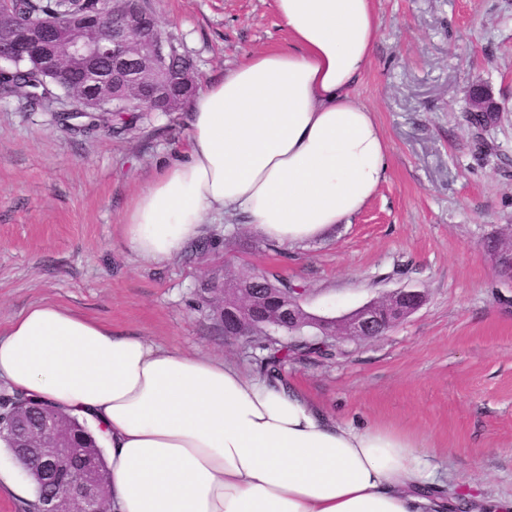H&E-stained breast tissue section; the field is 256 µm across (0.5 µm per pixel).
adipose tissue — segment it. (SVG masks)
Returning <instances> with one entry per match:
<instances>
[{"label": "adipose tissue", "mask_w": 512, "mask_h": 512, "mask_svg": "<svg viewBox=\"0 0 512 512\" xmlns=\"http://www.w3.org/2000/svg\"><path fill=\"white\" fill-rule=\"evenodd\" d=\"M287 48L191 100L187 151L137 195L126 246L175 258L211 215L281 246L352 223L389 145L352 88L380 36L375 0H275ZM0 381L84 420L107 451L112 512H445L414 434L357 428L287 381L165 348L56 303L0 330Z\"/></svg>", "instance_id": "1"}]
</instances>
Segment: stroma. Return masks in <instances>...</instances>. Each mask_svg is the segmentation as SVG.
Segmentation results:
<instances>
[{
  "label": "stroma",
  "instance_id": "stroma-1",
  "mask_svg": "<svg viewBox=\"0 0 512 512\" xmlns=\"http://www.w3.org/2000/svg\"><path fill=\"white\" fill-rule=\"evenodd\" d=\"M193 58L200 84L288 45L274 0H146ZM380 37L353 89L390 144L389 175L350 224L270 250L241 218L209 225L206 250L157 263L126 247L133 197L188 142L187 111L76 136L56 100L0 98V328L55 302L114 331L225 358L249 373L253 342L218 330L197 289L213 270H278L305 308L342 316L385 294L425 303L383 335L299 354L284 378L353 426L415 434L445 484L512 496V281L480 245L512 226V0H377ZM499 105L483 128L468 94Z\"/></svg>",
  "mask_w": 512,
  "mask_h": 512
}]
</instances>
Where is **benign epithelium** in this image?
<instances>
[{
	"instance_id": "obj_1",
	"label": "benign epithelium",
	"mask_w": 512,
	"mask_h": 512,
	"mask_svg": "<svg viewBox=\"0 0 512 512\" xmlns=\"http://www.w3.org/2000/svg\"><path fill=\"white\" fill-rule=\"evenodd\" d=\"M112 17L72 13L60 21L42 18L32 24L17 21L10 10L0 5V61L24 59L48 73L64 58L73 70L84 75L87 93L77 98L63 113L94 112L100 102L112 98L141 97L147 107L178 111L195 93L197 82L194 61L180 51L168 33L159 26L143 5V0H111ZM468 114L485 116L498 111L489 94L473 90ZM494 240L484 243V252L501 271H512V247L491 251ZM235 301L224 300V336L236 338L253 333L259 326L273 325L288 332V337L313 332L317 346H335L345 340L367 339L416 312L424 296L413 290L394 291L371 301L342 317L319 316L307 311L301 294L278 286H245L234 292ZM39 411L37 443L16 427L14 459L25 472L45 487L37 512H104L111 495L105 475L70 474L72 457L88 456L90 448L76 449L70 442L69 420L50 406L23 405L21 410Z\"/></svg>"
}]
</instances>
